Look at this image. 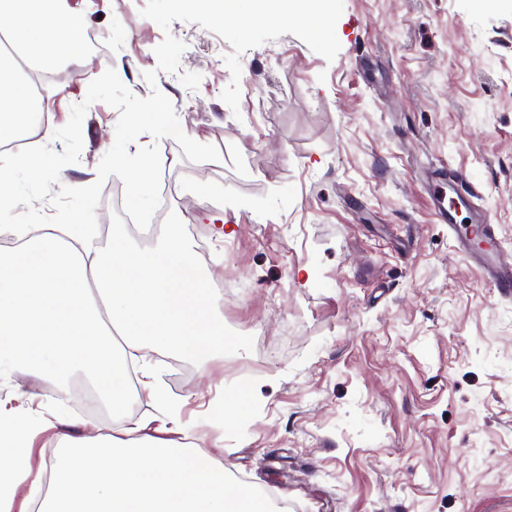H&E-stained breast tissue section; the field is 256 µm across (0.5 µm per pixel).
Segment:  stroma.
<instances>
[{"instance_id":"1","label":"stroma","mask_w":512,"mask_h":512,"mask_svg":"<svg viewBox=\"0 0 512 512\" xmlns=\"http://www.w3.org/2000/svg\"><path fill=\"white\" fill-rule=\"evenodd\" d=\"M145 4L84 0L104 53L46 85L45 119L64 126L111 67L135 95L168 96L220 161L190 162L170 137L129 145H158L174 190L153 236H133L117 176L97 173L118 114L95 102L79 162L51 189L102 181V254L117 238L155 248L178 227L220 290L232 346L204 366L164 355V403L133 385L99 415L107 434L192 437L288 512H512V297L458 254L425 182L463 173L512 257V0H344L334 60L292 34L241 54L235 111L220 98L231 45L196 23L162 29ZM168 34L185 45L175 73L156 69ZM200 181L223 198L191 193ZM56 390L36 376L0 385L7 407L54 424L34 442L36 470L55 464L56 433H80ZM244 394V422L207 419Z\"/></svg>"}]
</instances>
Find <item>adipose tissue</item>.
<instances>
[{"mask_svg":"<svg viewBox=\"0 0 512 512\" xmlns=\"http://www.w3.org/2000/svg\"><path fill=\"white\" fill-rule=\"evenodd\" d=\"M0 145L23 137L43 109L31 72L79 54L83 32L67 0H0ZM23 248L0 252V367L64 380L82 370L106 400L121 397L130 360L148 350L204 365L219 351L224 321L189 246H162L87 261L71 243L70 225L22 224ZM45 419L0 424L14 439L0 445V512H13L15 491L29 485L39 512H275L249 487H233L222 463L150 438L116 443L91 432L62 434V463L33 471L30 442Z\"/></svg>","mask_w":512,"mask_h":512,"instance_id":"adipose-tissue-1","label":"adipose tissue"}]
</instances>
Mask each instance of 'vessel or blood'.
<instances>
[{
  "instance_id": "1",
  "label": "vessel or blood",
  "mask_w": 512,
  "mask_h": 512,
  "mask_svg": "<svg viewBox=\"0 0 512 512\" xmlns=\"http://www.w3.org/2000/svg\"><path fill=\"white\" fill-rule=\"evenodd\" d=\"M435 208L448 233L457 244L458 253L475 263L499 294L512 295V260L500 253L498 235L494 225L488 223L461 224L457 218L461 211L470 209L475 192L466 181L447 187L440 173H432L429 182Z\"/></svg>"
}]
</instances>
